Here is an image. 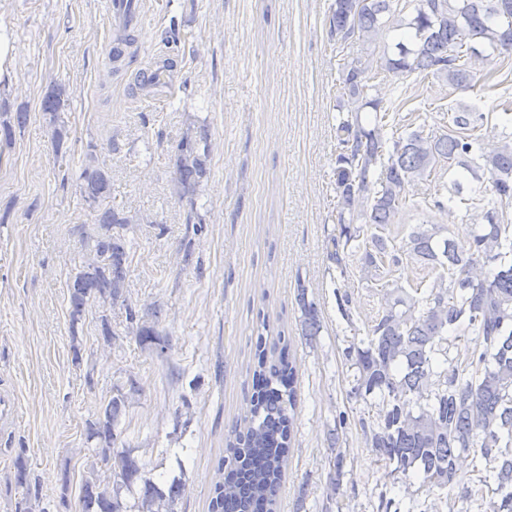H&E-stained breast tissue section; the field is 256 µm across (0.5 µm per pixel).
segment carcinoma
<instances>
[{"mask_svg":"<svg viewBox=\"0 0 512 512\" xmlns=\"http://www.w3.org/2000/svg\"><path fill=\"white\" fill-rule=\"evenodd\" d=\"M331 36L342 45L371 46L397 32L394 51L375 61L351 57L341 79L347 112L336 119L339 153L336 190L341 199L339 236L334 248L356 245L367 276L391 273L400 263L398 249L384 231L396 223L406 202L405 188L427 181L440 165L451 171L461 159L467 169H485L489 192L474 198L455 193L442 200L445 183L436 184L434 205L469 208L478 203L486 223L470 228L461 240L439 238L440 231L417 225L404 247L425 276L404 287L384 282L385 313L371 326L366 346L348 352L356 368L355 394L380 406L370 448L392 473L421 479L423 487L454 489L462 483L458 458L468 452L485 461L479 483L496 485L492 512H512V132L492 152H483L479 124L483 112L450 113L448 131L424 133V126L400 132L397 111L408 100L399 96L386 106L369 95L388 74L418 73L442 78L448 94L493 89L512 74V0H334L329 15ZM133 43L130 27L112 38V71ZM486 64L483 83L470 67ZM66 85L48 86L40 111L48 119L53 153L63 155L67 130L61 111ZM371 110L368 123L362 112ZM29 112L20 109L13 121L0 123V139L10 143ZM211 134L190 121L176 147L174 182L179 197L194 202L210 175ZM80 197L92 211L93 228L85 233L87 258L69 276L67 292L71 324L81 320L91 303L121 305L127 333L140 347L163 353L168 346L160 329L162 308L136 310L128 297L126 239L121 233L143 219L109 203L112 180L91 146L77 177ZM356 216L362 223L345 219ZM434 275L432 286L425 277ZM303 335L320 328L317 303L299 296ZM476 336L472 358L449 356L448 332ZM254 392L249 416L225 438L228 456L219 459L208 512H277V492L292 450L297 401L295 360L285 342L269 359L264 337L256 345L252 371ZM128 402L116 390L103 402L98 417L87 422V441L104 471L93 467L85 476L78 512H130L122 491L132 492L141 467L129 454L112 455L115 428ZM181 485L163 492L144 480L133 507L137 512H177Z\"/></svg>","mask_w":512,"mask_h":512,"instance_id":"carcinoma-1","label":"carcinoma"}]
</instances>
